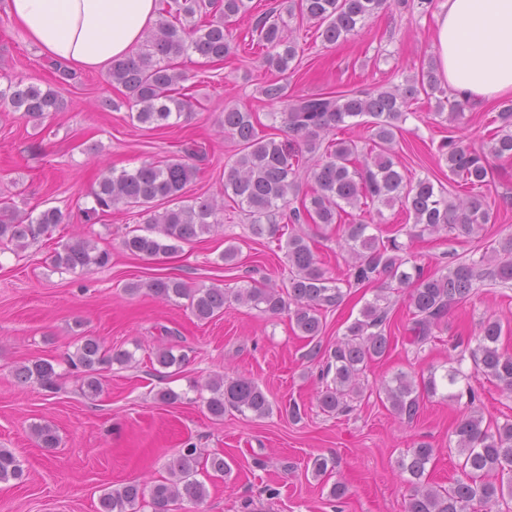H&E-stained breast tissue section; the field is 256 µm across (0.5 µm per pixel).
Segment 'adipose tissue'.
<instances>
[{
	"instance_id": "obj_1",
	"label": "adipose tissue",
	"mask_w": 512,
	"mask_h": 512,
	"mask_svg": "<svg viewBox=\"0 0 512 512\" xmlns=\"http://www.w3.org/2000/svg\"><path fill=\"white\" fill-rule=\"evenodd\" d=\"M9 7L46 54L98 73L134 53L159 0H9ZM433 48L440 81L461 99L512 97V0H446Z\"/></svg>"
}]
</instances>
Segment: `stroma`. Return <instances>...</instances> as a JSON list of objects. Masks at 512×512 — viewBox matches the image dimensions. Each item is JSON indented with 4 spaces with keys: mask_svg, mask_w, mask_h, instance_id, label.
Returning a JSON list of instances; mask_svg holds the SVG:
<instances>
[{
    "mask_svg": "<svg viewBox=\"0 0 512 512\" xmlns=\"http://www.w3.org/2000/svg\"><path fill=\"white\" fill-rule=\"evenodd\" d=\"M445 0L429 9L390 7L368 19L357 34L324 45L312 21L289 15L288 0H252L256 12L274 11L284 33L298 45L288 72V92L312 95L403 84L434 60L431 30ZM53 60L29 41L0 0V85L23 79L40 88H61L66 106L44 121H33L0 106V202L19 213L59 209L62 224L16 252L0 245V448L21 460L24 476L0 482V512H98L99 498L127 482L148 486L168 478L167 465L182 448L223 454L231 471L222 476L200 471L208 495L184 512H406L410 486L397 461L415 443L436 448L427 466L432 485H449L459 462L454 427L463 405L434 396L423 399L414 419L396 415L376 386L403 374L419 378L429 370L444 372L454 363L472 373L485 421L512 420V391L474 375V362L462 344L478 335L483 322L501 320L503 348L512 353V283H480L464 302L453 305L423 346L408 344L412 314L406 289L382 279L349 289L344 302L325 311L321 336H301L287 315L271 316L234 304L223 315L198 321L184 306L125 287L158 277H175L192 288L214 285L236 289L278 284L288 277L287 260L277 241L255 238L250 218L224 204L215 231L185 244L173 259H147L125 251V233L141 224L136 210L118 207L85 222L91 195L109 168L130 169L142 161H163L194 143L197 169L185 188V200L221 198L224 169L236 152L220 121L225 107L240 106L266 116L272 107L262 88L275 74L260 57L237 53L222 62H206L191 53L175 59L193 98L189 121L147 129L129 119L125 90L107 75L73 73L59 82ZM501 107L492 101L464 106L456 122L440 114L435 99L420 97L397 135L398 169L407 178L447 183L448 169L438 163L437 148L448 136L472 147H487V131ZM494 183L484 192L498 208L496 223L480 237L455 233L408 239L412 218L400 207L383 208L375 221L409 244L408 252L426 272L443 269L447 252L469 261L512 237V159H497ZM319 260L335 276L346 278L350 256L337 227L301 224ZM87 238L109 250L110 263L89 271L55 268V248ZM239 251L234 265L221 255L228 245ZM388 293L392 301L386 332L391 348L363 374L366 390L346 415H329L318 406L319 370L365 303ZM80 336H95L105 349L133 352L130 364L105 363L96 375L100 395H84L83 374L70 367L67 354ZM172 347L185 362L170 375L157 373L151 360L158 345ZM37 359L51 362L58 392L18 383V366ZM255 380L273 401L270 416L256 418L232 411L211 418L201 400L183 397L190 385L214 376ZM171 389L181 401L167 405L160 391ZM52 427L57 447H40L33 426ZM328 461L326 473L313 477L314 459ZM347 487L342 499L328 495L332 484Z\"/></svg>",
    "mask_w": 512,
    "mask_h": 512,
    "instance_id": "stroma-1",
    "label": "stroma"
}]
</instances>
